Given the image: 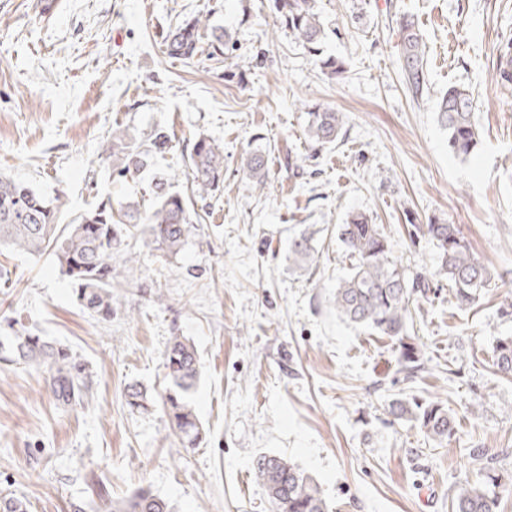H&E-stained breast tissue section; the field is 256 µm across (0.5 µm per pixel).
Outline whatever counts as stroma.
<instances>
[{"mask_svg": "<svg viewBox=\"0 0 512 512\" xmlns=\"http://www.w3.org/2000/svg\"><path fill=\"white\" fill-rule=\"evenodd\" d=\"M330 35L325 54L345 72L274 31L270 0H0V172L61 202L68 223L100 197L148 207L158 174H179L184 147L205 135L224 148V188L184 249L164 257L131 243L112 260L115 313L91 316L52 256L0 249V320L68 348L93 377L89 405L60 406L45 367L0 363V493L30 512H111L148 490L175 512H270L256 455L290 458L320 485L328 512H451L462 483L483 479L468 452L512 470V376L491 362L512 297V83L499 46L512 41V0H314ZM423 36L428 85L402 81L395 19ZM203 14L228 30L245 84L224 64L169 57L164 37ZM470 90L480 148L454 155L437 106ZM342 112L339 139L312 149L308 108ZM125 129L130 150L165 130L178 143L139 173L119 176L102 144ZM254 153L269 177L244 172ZM381 226L394 257L429 286L415 295L407 333L422 369L407 378L394 340L339 318L332 294L352 264L339 240L348 215ZM455 224L495 276L457 307L436 250L418 224ZM313 236L315 261L297 267L288 243ZM162 303H155V294ZM194 344L191 394L205 439L184 447L159 399L164 351ZM154 400L130 409L123 389ZM397 397L438 401L458 422L447 446L388 414Z\"/></svg>", "mask_w": 512, "mask_h": 512, "instance_id": "35a3bbf8", "label": "stroma"}]
</instances>
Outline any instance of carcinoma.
<instances>
[{
    "instance_id": "1",
    "label": "carcinoma",
    "mask_w": 512,
    "mask_h": 512,
    "mask_svg": "<svg viewBox=\"0 0 512 512\" xmlns=\"http://www.w3.org/2000/svg\"><path fill=\"white\" fill-rule=\"evenodd\" d=\"M276 14V30L285 31L313 55L331 76L344 73L338 58L322 55L327 32L313 11L312 0H271ZM401 36V73L413 97L422 96L427 85L422 38L409 15L397 20ZM231 36L208 25L207 17L195 15L182 20L164 41L167 55L191 61L202 53L214 59L226 55ZM474 98L456 87L448 88L438 106V121L448 132L450 150L463 157L476 153L480 139L474 121ZM343 116L329 109L308 112L306 136L311 144L323 146L335 142L343 127ZM125 131L112 130V143L102 145L112 152L119 174L139 171L143 157L154 151L175 147L165 132L155 135L146 148L127 150ZM248 176L263 184L268 170L263 156L251 155L246 163ZM192 194L204 201L224 188V150L215 140L199 136L191 143L186 174ZM59 206L25 183L0 175V247L41 256H54L62 273L74 285L79 305L91 315L112 319V256L125 239L140 240L149 249L168 255L182 251L195 229L199 214L190 212L187 199L175 189L169 176L154 185L153 203L146 209L137 204L114 208L111 198L101 199L67 224L58 222ZM423 235L436 249L439 274L453 285V298L460 308L473 305L492 278L489 268L476 259L455 224H424ZM339 239L354 264L333 293L337 315L356 326L394 338L400 347V364L414 374L420 367V350L407 335L411 296L429 287L418 277H409L404 267L392 257V245L377 224L363 214H353L339 225ZM292 260L301 265L313 259L312 236L294 235L289 244ZM0 361L46 364L49 389L55 400L68 407L85 405L93 397L92 381L85 368L70 353L43 341L38 336H15L10 347H0ZM492 362L502 375L512 374V336L499 338L493 347ZM164 367L169 387L161 395L172 429L183 445L194 448L203 438V427L190 404L191 391L200 375L197 352L184 337L173 338L164 353ZM124 397L136 408H147L151 395L146 387L130 384ZM389 413L397 419L408 418L420 424L425 434L438 445L448 444L456 434L454 415L438 402L395 398ZM470 456L485 470L480 486H461L452 498L454 512H496L499 493L512 492V471L498 470L484 464L482 448L470 450ZM257 479L264 486L271 512H326L327 505L314 480L296 464L281 457L260 455L253 462ZM0 512H28V502L14 495L0 497ZM116 512H173L169 502L141 490L124 502Z\"/></svg>"
}]
</instances>
